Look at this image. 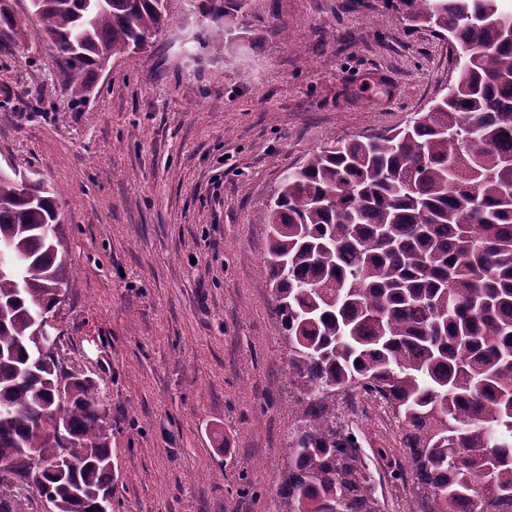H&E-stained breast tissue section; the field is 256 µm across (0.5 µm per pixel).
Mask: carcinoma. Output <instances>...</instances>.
<instances>
[{
  "instance_id": "cac0c4a2",
  "label": "carcinoma",
  "mask_w": 512,
  "mask_h": 512,
  "mask_svg": "<svg viewBox=\"0 0 512 512\" xmlns=\"http://www.w3.org/2000/svg\"><path fill=\"white\" fill-rule=\"evenodd\" d=\"M170 0H31L69 72L72 101L107 53L135 50L169 21ZM243 0H203L219 21ZM501 0H402L407 20L463 48L465 80L405 128L340 142L286 173L256 210L297 389L278 491L283 512H381L339 400L383 398L425 512H512V41ZM0 0V41H19ZM56 196L0 174V512H24L32 477L56 512H98L111 492L99 387L34 363L33 320L74 279L49 249ZM69 438L70 469L52 475Z\"/></svg>"
}]
</instances>
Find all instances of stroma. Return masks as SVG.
Returning a JSON list of instances; mask_svg holds the SVG:
<instances>
[{
    "instance_id": "1",
    "label": "stroma",
    "mask_w": 512,
    "mask_h": 512,
    "mask_svg": "<svg viewBox=\"0 0 512 512\" xmlns=\"http://www.w3.org/2000/svg\"><path fill=\"white\" fill-rule=\"evenodd\" d=\"M12 3L27 35L0 48V168L62 192L76 286L58 357L99 385L112 512H282L296 393L255 205L308 154L409 124L456 81L459 46L398 0H247L229 44L172 0L76 106L29 0ZM341 417L383 512H424L391 476L408 465L394 421L360 400Z\"/></svg>"
}]
</instances>
